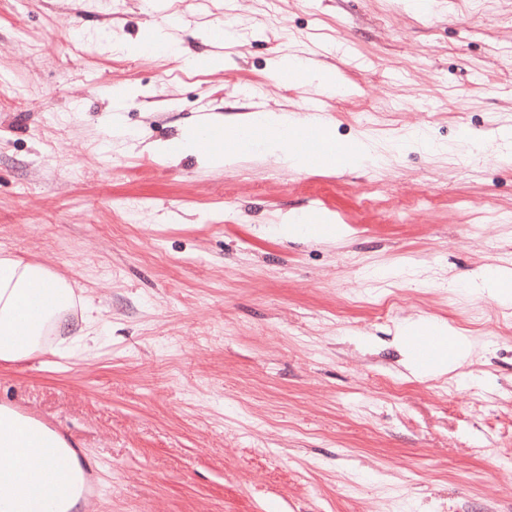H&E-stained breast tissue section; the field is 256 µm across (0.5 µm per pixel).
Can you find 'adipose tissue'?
Wrapping results in <instances>:
<instances>
[{"mask_svg": "<svg viewBox=\"0 0 512 512\" xmlns=\"http://www.w3.org/2000/svg\"><path fill=\"white\" fill-rule=\"evenodd\" d=\"M242 123L263 129V137L237 139L229 136L224 140L223 149L203 152L199 149V132L192 127L161 145L160 150L173 159L200 156L211 169L231 166L257 155H269L295 172L309 171V152L295 114L254 112L245 116ZM72 298L71 285L46 265L7 252L0 254V361L18 362L43 351L42 330L46 327L57 336L71 332L82 337L88 335V328L75 327L68 315ZM397 333L405 345L414 336L434 337V364L411 368L412 375L420 379L452 372L471 354L470 338L443 323L423 318L406 320L399 324ZM60 441L59 434L49 429L38 436L32 434L29 420L13 416L0 407V472H13L21 478L20 485L0 487V512H10L20 486L42 482L53 469V460L32 462L33 449L53 447Z\"/></svg>", "mask_w": 512, "mask_h": 512, "instance_id": "obj_1", "label": "adipose tissue"}]
</instances>
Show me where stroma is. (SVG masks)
<instances>
[{
  "label": "stroma",
  "mask_w": 512,
  "mask_h": 512,
  "mask_svg": "<svg viewBox=\"0 0 512 512\" xmlns=\"http://www.w3.org/2000/svg\"><path fill=\"white\" fill-rule=\"evenodd\" d=\"M166 14L168 47L135 51ZM312 54L337 139L381 168L155 152L204 109L299 111L321 89L278 63ZM464 126L512 127V0H0V250L65 277L96 332L1 361L0 404L96 462L91 512H512V306L468 290L512 270V164L389 149ZM291 210L346 233L283 240ZM408 317L469 359L416 379Z\"/></svg>",
  "instance_id": "stroma-1"
}]
</instances>
